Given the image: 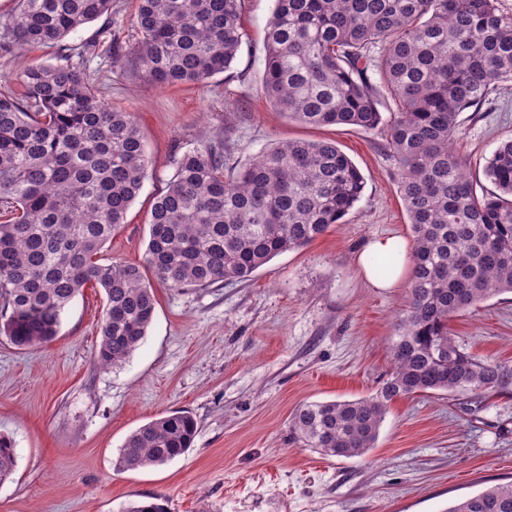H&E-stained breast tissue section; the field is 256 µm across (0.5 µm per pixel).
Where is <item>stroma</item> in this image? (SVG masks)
I'll return each instance as SVG.
<instances>
[{
	"label": "stroma",
	"instance_id": "obj_1",
	"mask_svg": "<svg viewBox=\"0 0 512 512\" xmlns=\"http://www.w3.org/2000/svg\"><path fill=\"white\" fill-rule=\"evenodd\" d=\"M138 0H112L111 17L25 58L0 52V77L22 63L81 57L104 105L133 113L149 166L104 262L145 265L148 215L189 149L214 150L240 169L288 139L335 140L365 187L342 222L306 248L282 253L246 280L208 288L154 283L157 307L141 345L119 368L95 362L105 310L86 287L61 316L55 341L18 349L0 337V434L16 467L0 481V512H127L160 498L168 512H447L512 482V385L476 401L415 394L390 406L375 448L327 457L291 428L306 402L374 394L391 371L389 346L407 284L383 290L357 255L376 237L412 244L382 131L310 127L267 102L264 33L274 0H242L245 34L232 68L201 84L159 87L136 65ZM456 152L474 176L512 138V85L492 109L462 113ZM473 355L512 371V293L452 322ZM174 411L197 421L193 448L168 464L113 467L127 436Z\"/></svg>",
	"mask_w": 512,
	"mask_h": 512
}]
</instances>
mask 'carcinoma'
I'll return each instance as SVG.
<instances>
[{"instance_id":"carcinoma-1","label":"carcinoma","mask_w":512,"mask_h":512,"mask_svg":"<svg viewBox=\"0 0 512 512\" xmlns=\"http://www.w3.org/2000/svg\"><path fill=\"white\" fill-rule=\"evenodd\" d=\"M241 0H139V68L159 85L199 84L228 70L242 38ZM112 13V0H17L0 48L60 42ZM20 90L0 88V336L18 348L48 344L88 284L106 307L96 360L124 364L144 340L157 299L144 270L100 262L124 223L149 164L132 115L103 105L84 61L28 65ZM512 82V14L498 0H275L263 86L288 119L383 128L412 227L411 274L391 347L393 368L375 394L309 402L294 433L329 457L375 447L392 402L415 393L475 396L506 388L512 372L466 351L450 323L512 293V139L485 160L496 188L477 193L468 157L453 150L458 117L481 111ZM394 105L383 123L380 99ZM365 178L331 141L290 139L224 173L213 151L178 158L150 211L147 265L171 288L245 280L274 257L340 223ZM196 420L155 419L126 438L118 471L165 465L194 444ZM16 459L0 435V479ZM448 512H512V483Z\"/></svg>"}]
</instances>
